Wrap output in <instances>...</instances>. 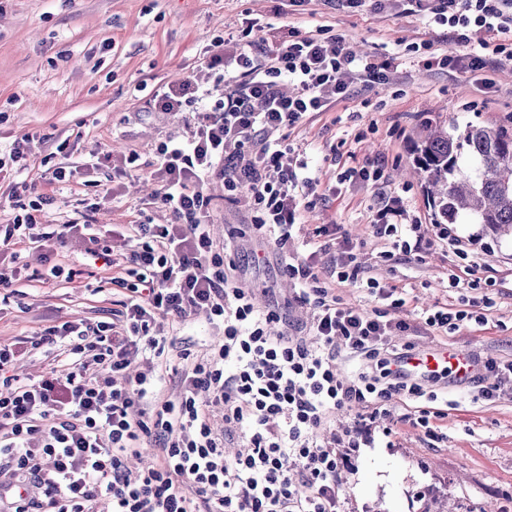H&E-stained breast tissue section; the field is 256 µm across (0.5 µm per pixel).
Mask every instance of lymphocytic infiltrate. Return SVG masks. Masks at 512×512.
<instances>
[{
  "instance_id": "f902f5d3",
  "label": "lymphocytic infiltrate",
  "mask_w": 512,
  "mask_h": 512,
  "mask_svg": "<svg viewBox=\"0 0 512 512\" xmlns=\"http://www.w3.org/2000/svg\"><path fill=\"white\" fill-rule=\"evenodd\" d=\"M411 2L455 40L447 51L427 50L424 68L477 70L491 58L512 64V0ZM491 35L499 44L488 45ZM487 47L488 58L480 54ZM263 53L265 62L256 63L242 38L225 34L204 61L215 81L237 78L223 99L210 101L194 74L158 95V112L175 114L191 102L198 109L184 139L157 149L158 201L175 221L123 225L137 244L131 256L114 253L87 214L38 232L44 195L0 228V258L13 261L21 248L81 238L125 294L116 319L93 328L68 322L41 336L67 358L66 375L20 380L12 368L28 353L26 341L0 343V470L12 477L0 485L5 512H95L104 496L112 512H340L338 473L358 445L322 444L318 430L356 404L423 397L416 377L398 368L403 355L387 343L389 323L344 306L321 286L311 261L288 258L297 196L312 194L314 180L304 174L307 161L288 164L285 129L348 98L356 84L380 83L394 60L295 30ZM272 169L274 181L266 177ZM216 176L228 199L256 209L254 232L274 244L297 302L313 311L315 346L294 331H275L283 315L256 306L230 257L233 243L214 242L206 186ZM161 315L224 324L222 339L183 371L172 400L160 396L162 376L134 372L129 360L134 351L164 353L165 338L153 332ZM340 345L359 364L353 378L336 371ZM219 414L238 431L234 454L214 427ZM148 440L157 454L130 469Z\"/></svg>"
}]
</instances>
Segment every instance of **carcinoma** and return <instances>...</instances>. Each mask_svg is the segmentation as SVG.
Returning a JSON list of instances; mask_svg holds the SVG:
<instances>
[{
  "label": "carcinoma",
  "mask_w": 512,
  "mask_h": 512,
  "mask_svg": "<svg viewBox=\"0 0 512 512\" xmlns=\"http://www.w3.org/2000/svg\"><path fill=\"white\" fill-rule=\"evenodd\" d=\"M436 224H480L495 237L512 235V132L436 125L412 146Z\"/></svg>",
  "instance_id": "cac0c4a2"
}]
</instances>
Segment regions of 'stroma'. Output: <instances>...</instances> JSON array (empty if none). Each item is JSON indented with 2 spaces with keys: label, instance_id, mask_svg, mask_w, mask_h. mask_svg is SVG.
<instances>
[{
  "label": "stroma",
  "instance_id": "obj_1",
  "mask_svg": "<svg viewBox=\"0 0 512 512\" xmlns=\"http://www.w3.org/2000/svg\"><path fill=\"white\" fill-rule=\"evenodd\" d=\"M263 36L287 29L318 28L343 37L357 52L395 56L387 79L370 89L356 88L351 99L305 118L287 131L290 157L308 162L315 179L312 206H300L292 255H315L317 272L342 302L368 312L387 311L409 329L394 344L454 347L478 361L512 359V238L483 234L481 225L454 224L452 242L437 238L438 227L423 181L405 177L410 146L426 125L512 129V64L497 65L486 76L488 90L467 73L425 69L421 46L451 48L447 27L427 22L409 0L378 12L338 6L336 0H0V146L35 133L41 154L27 170L0 179V225L13 216L16 202H28L26 185L51 195L38 215L41 224L74 218L85 198L84 181L111 188L94 218L104 227L136 220H173L157 203L153 178L156 148L189 133L187 114L162 115L154 96L172 81L198 71L214 37L247 25ZM67 142L66 153L56 146ZM137 154L135 168L120 172L103 154ZM70 166L67 183L42 181L41 159ZM382 164L372 182L354 175L365 161ZM212 198L210 222L216 241L239 237L235 259L259 299L292 302V316L306 323L310 309L294 304V284L280 275L271 245H258L249 226L253 213L244 203L224 197V181L206 187ZM379 224H418L424 238L417 254L396 251L391 237L377 234ZM264 250L266 264L251 254ZM354 256L363 281L338 282L333 268L342 253ZM55 262L73 266L71 282H42L45 265L38 253L24 252L18 290L0 301V341L30 337L67 321L88 325L111 320V291L104 285L112 271L90 262L81 242L59 250ZM393 289L402 307L372 294L366 278ZM461 287H450L451 278ZM469 312L459 329L426 325L442 308ZM172 318L157 319L154 332L166 338L175 387L183 352L200 354L223 327L198 319L182 329ZM475 385H449L453 403L436 435L412 428L408 415L416 403L404 400L390 415H376L368 443L338 475L343 512H512V385L498 398L474 402Z\"/></svg>",
  "mask_w": 512,
  "mask_h": 512
}]
</instances>
